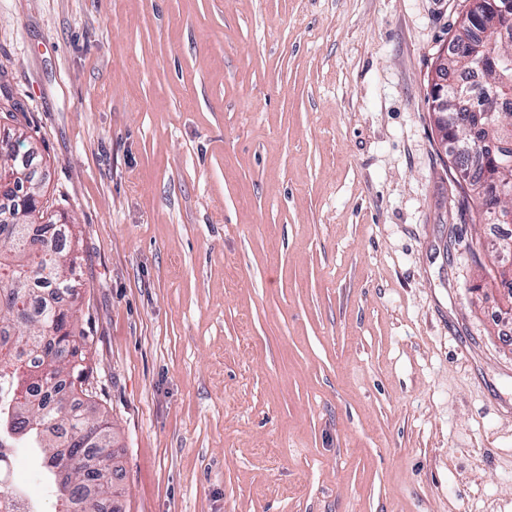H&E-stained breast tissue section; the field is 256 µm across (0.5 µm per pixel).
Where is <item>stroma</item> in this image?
Segmentation results:
<instances>
[{"label": "stroma", "instance_id": "35a3bbf8", "mask_svg": "<svg viewBox=\"0 0 512 512\" xmlns=\"http://www.w3.org/2000/svg\"><path fill=\"white\" fill-rule=\"evenodd\" d=\"M463 0H0L120 512H512L502 227L429 77ZM497 156H491L489 151L480 152L469 169L464 170V175L458 174V168L452 164L455 171L454 183L459 188L458 196L461 197V205L469 209L470 200L476 207L479 219L486 224H496L492 211V195L494 180H511L512 168L506 171H499L497 167ZM456 167V168H455ZM457 169V170H456Z\"/></svg>", "mask_w": 512, "mask_h": 512}]
</instances>
